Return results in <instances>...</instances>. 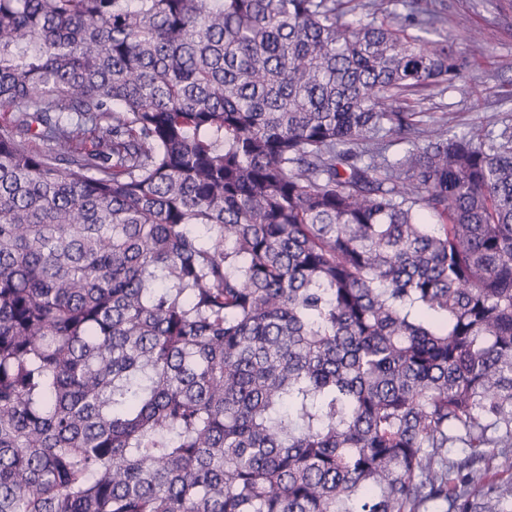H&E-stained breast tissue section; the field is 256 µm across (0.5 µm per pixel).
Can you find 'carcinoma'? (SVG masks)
<instances>
[{
  "mask_svg": "<svg viewBox=\"0 0 512 512\" xmlns=\"http://www.w3.org/2000/svg\"><path fill=\"white\" fill-rule=\"evenodd\" d=\"M398 2L0 0V512H512V128ZM485 45V53L472 60L462 79L441 91L413 96L415 111L424 112L422 128L431 127L447 113L450 129L461 133L484 126L500 130L512 127V29L502 24Z\"/></svg>",
  "mask_w": 512,
  "mask_h": 512,
  "instance_id": "1",
  "label": "carcinoma"
}]
</instances>
